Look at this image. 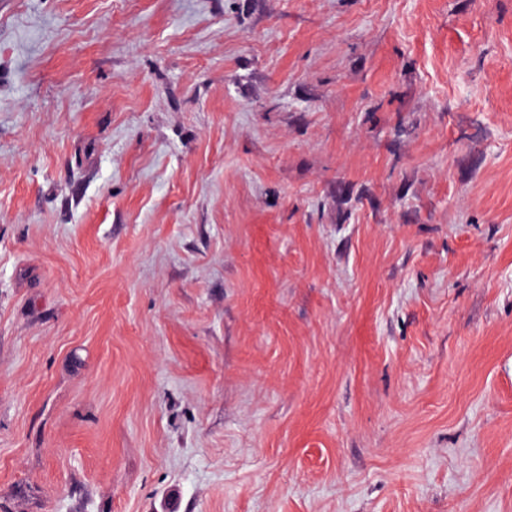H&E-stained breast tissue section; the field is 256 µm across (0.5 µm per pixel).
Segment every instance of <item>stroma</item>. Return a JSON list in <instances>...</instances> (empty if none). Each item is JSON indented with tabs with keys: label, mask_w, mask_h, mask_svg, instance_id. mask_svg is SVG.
<instances>
[{
	"label": "stroma",
	"mask_w": 512,
	"mask_h": 512,
	"mask_svg": "<svg viewBox=\"0 0 512 512\" xmlns=\"http://www.w3.org/2000/svg\"><path fill=\"white\" fill-rule=\"evenodd\" d=\"M0 512H512V0H0Z\"/></svg>",
	"instance_id": "35a3bbf8"
}]
</instances>
